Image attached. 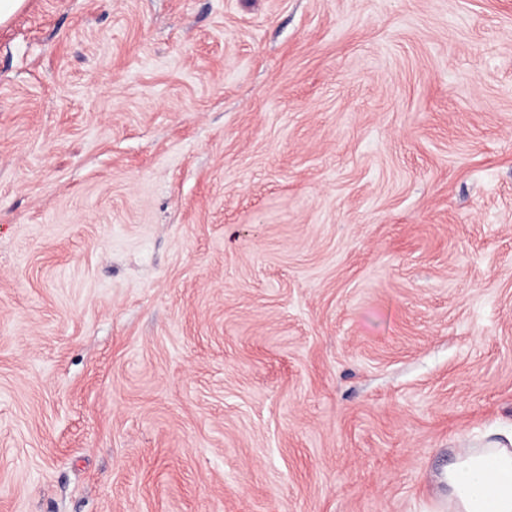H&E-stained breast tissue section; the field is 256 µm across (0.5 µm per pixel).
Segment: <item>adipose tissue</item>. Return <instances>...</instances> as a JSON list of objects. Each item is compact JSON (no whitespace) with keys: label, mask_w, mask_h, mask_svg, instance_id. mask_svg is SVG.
Returning a JSON list of instances; mask_svg holds the SVG:
<instances>
[{"label":"adipose tissue","mask_w":512,"mask_h":512,"mask_svg":"<svg viewBox=\"0 0 512 512\" xmlns=\"http://www.w3.org/2000/svg\"><path fill=\"white\" fill-rule=\"evenodd\" d=\"M449 512H512V448H466L443 478Z\"/></svg>","instance_id":"1"}]
</instances>
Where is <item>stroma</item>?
<instances>
[{
	"instance_id": "35a3bbf8",
	"label": "stroma",
	"mask_w": 512,
	"mask_h": 512,
	"mask_svg": "<svg viewBox=\"0 0 512 512\" xmlns=\"http://www.w3.org/2000/svg\"><path fill=\"white\" fill-rule=\"evenodd\" d=\"M511 431L512 0L0 25V512H437Z\"/></svg>"
}]
</instances>
